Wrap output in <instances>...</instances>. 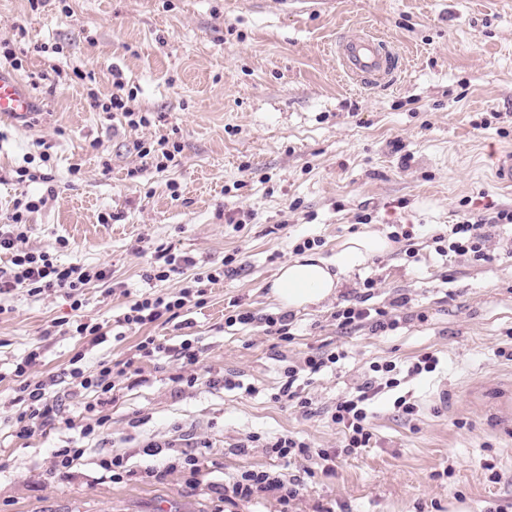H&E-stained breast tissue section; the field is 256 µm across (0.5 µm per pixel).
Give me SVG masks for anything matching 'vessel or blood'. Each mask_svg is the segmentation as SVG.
Returning <instances> with one entry per match:
<instances>
[{
    "label": "vessel or blood",
    "instance_id": "1",
    "mask_svg": "<svg viewBox=\"0 0 512 512\" xmlns=\"http://www.w3.org/2000/svg\"><path fill=\"white\" fill-rule=\"evenodd\" d=\"M387 41L374 34H356L344 37L336 43V55L344 72L359 82L370 87L378 80L391 81L394 71L387 68ZM31 108L29 97L22 92L17 79L0 72V115H26Z\"/></svg>",
    "mask_w": 512,
    "mask_h": 512
}]
</instances>
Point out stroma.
Listing matches in <instances>:
<instances>
[{
	"instance_id": "1",
	"label": "stroma",
	"mask_w": 512,
	"mask_h": 512,
	"mask_svg": "<svg viewBox=\"0 0 512 512\" xmlns=\"http://www.w3.org/2000/svg\"><path fill=\"white\" fill-rule=\"evenodd\" d=\"M19 27L15 76L31 113L0 117V211L47 195L18 250L111 276L86 285L77 309L61 293L0 296V512H512V422L492 406L512 392V228L491 229L483 260L440 256L432 241L463 214L512 207L490 168L512 148V0H0V36ZM361 32L402 53L394 85L344 76L333 48ZM117 80L150 125L90 107L87 91L111 95ZM163 138L181 151L162 170L133 145ZM44 149L49 162L24 163ZM400 224L411 238L345 276L336 300L287 314L291 341L270 332L265 316L283 314L270 283L304 239L328 257L350 235ZM165 253L193 263L144 280ZM218 268L202 304L118 325L141 296ZM367 280L370 306L396 329L338 325ZM239 311L255 322L229 325ZM81 321L103 324L106 341L77 335ZM148 336L192 340L198 363L137 361L111 402L87 412L68 389L70 359L83 353L93 374ZM34 347L28 377L49 383L61 419L19 438L9 374ZM333 352L339 361L309 377L308 409L278 399L289 365ZM426 353L435 370L407 375ZM384 361L401 384L370 406V447L343 452L331 408ZM406 393L417 405L409 418L394 406ZM279 437L337 452L334 472L277 458L268 444ZM65 446L84 455L63 472ZM189 455L197 474L183 466ZM115 456L123 480H102ZM246 469L303 489L287 504L275 493L228 503L225 484Z\"/></svg>"
}]
</instances>
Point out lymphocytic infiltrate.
Here are the masks:
<instances>
[{
	"mask_svg": "<svg viewBox=\"0 0 512 512\" xmlns=\"http://www.w3.org/2000/svg\"><path fill=\"white\" fill-rule=\"evenodd\" d=\"M46 202L45 197H29L16 200L6 222L0 225V253L11 256L10 267H0V296L10 293L14 288H27L30 294L40 295L46 292H61L73 298L93 281H101L109 276L108 270L101 266H65L53 261L49 253L20 252L17 242L22 238V226L29 213L38 211ZM512 224V208H502L489 215L479 217L464 216L461 221L449 225L446 234L436 235V251L439 255L456 254L463 256L474 254L484 259L483 245L489 238L490 228ZM191 294L190 289H180L175 294H150L130 304L119 325L143 326L156 322L164 315H178ZM40 357L38 349L28 350L17 359L12 373L17 384L20 409L12 419L14 433L19 437L33 435L36 430L54 422L58 416V405L47 393L42 382L28 378V368ZM82 354H75L74 364L69 370L71 391L94 394V401L88 402L87 411H95L97 399L110 395L115 388L114 379L127 375L131 362H100L96 374H85L80 366ZM401 384L397 377V365L387 361L371 365L370 374L355 392L337 399L331 413L334 424L342 427L345 436V449L354 452L369 447L372 439L368 407L380 393L394 390ZM268 492L279 495L283 502H290L300 494L297 482L284 480L275 471H250L240 473L236 479L224 488L227 500L249 501Z\"/></svg>",
	"mask_w": 512,
	"mask_h": 512,
	"instance_id": "1",
	"label": "lymphocytic infiltrate"
}]
</instances>
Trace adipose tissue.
<instances>
[{
  "instance_id": "adipose-tissue-1",
  "label": "adipose tissue",
  "mask_w": 512,
  "mask_h": 512,
  "mask_svg": "<svg viewBox=\"0 0 512 512\" xmlns=\"http://www.w3.org/2000/svg\"><path fill=\"white\" fill-rule=\"evenodd\" d=\"M391 248V242L381 234H356L342 240L331 258L309 252L296 256L280 267L271 283L269 297L288 311L320 306L336 298L342 274Z\"/></svg>"
}]
</instances>
